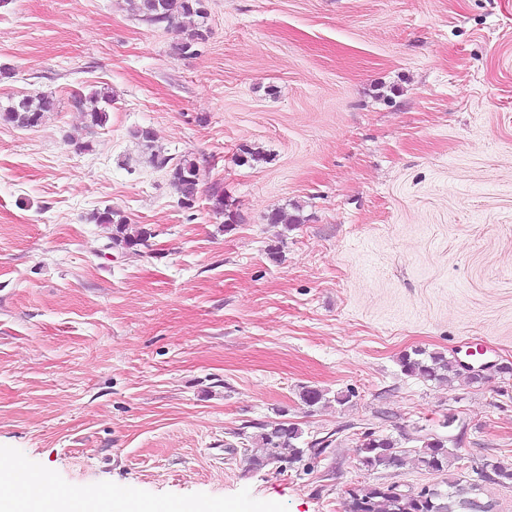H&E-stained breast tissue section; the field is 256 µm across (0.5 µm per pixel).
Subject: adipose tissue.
<instances>
[{
	"mask_svg": "<svg viewBox=\"0 0 512 512\" xmlns=\"http://www.w3.org/2000/svg\"><path fill=\"white\" fill-rule=\"evenodd\" d=\"M0 512H106L101 498L92 491L61 494L52 477L35 479L34 492L25 508H18L14 499L0 492Z\"/></svg>",
	"mask_w": 512,
	"mask_h": 512,
	"instance_id": "ef3b65f1",
	"label": "adipose tissue"
}]
</instances>
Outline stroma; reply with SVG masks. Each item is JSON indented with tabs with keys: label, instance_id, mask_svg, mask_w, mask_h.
I'll use <instances>...</instances> for the list:
<instances>
[{
	"label": "stroma",
	"instance_id": "1",
	"mask_svg": "<svg viewBox=\"0 0 512 512\" xmlns=\"http://www.w3.org/2000/svg\"><path fill=\"white\" fill-rule=\"evenodd\" d=\"M206 5L208 40L178 56L131 0H0V106L58 101L39 127L0 123V454L64 493L118 485L190 512H341L363 485L446 478L512 512V485L477 474L512 463V0ZM103 85L91 130L72 93ZM138 126L223 186L235 229L207 195L180 206ZM244 146L266 161L239 164ZM107 206L148 247H113L91 219ZM417 347L483 371L406 376ZM449 414L447 476L410 447L360 466L356 433L436 434ZM280 417L333 442L246 470L239 432Z\"/></svg>",
	"mask_w": 512,
	"mask_h": 512
}]
</instances>
